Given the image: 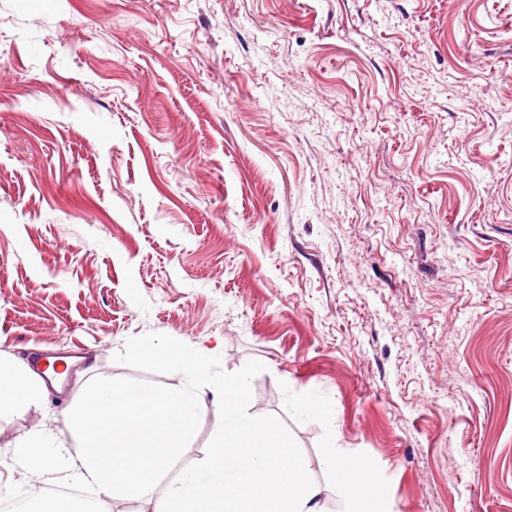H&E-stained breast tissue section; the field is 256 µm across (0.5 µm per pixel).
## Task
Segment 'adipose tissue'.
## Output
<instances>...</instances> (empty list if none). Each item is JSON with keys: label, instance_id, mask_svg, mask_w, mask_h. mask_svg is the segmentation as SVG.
<instances>
[{"label": "adipose tissue", "instance_id": "obj_1", "mask_svg": "<svg viewBox=\"0 0 512 512\" xmlns=\"http://www.w3.org/2000/svg\"><path fill=\"white\" fill-rule=\"evenodd\" d=\"M137 354L176 366L183 388L160 390L122 379L83 386L60 426L19 436L13 452L31 470L64 473L97 501L155 499V512H322V488L290 448L280 423L254 415L246 375L218 384L221 421L203 457L181 464L200 402L196 382L218 349ZM48 386L31 361L0 354V416L40 406ZM323 461L346 512H391L371 466L328 445ZM162 498H155L157 487Z\"/></svg>", "mask_w": 512, "mask_h": 512}]
</instances>
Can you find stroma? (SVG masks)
Listing matches in <instances>:
<instances>
[{
	"instance_id": "35a3bbf8",
	"label": "stroma",
	"mask_w": 512,
	"mask_h": 512,
	"mask_svg": "<svg viewBox=\"0 0 512 512\" xmlns=\"http://www.w3.org/2000/svg\"><path fill=\"white\" fill-rule=\"evenodd\" d=\"M145 339L220 347L325 512L332 442L394 512H512V0H0V350L84 355L0 418L5 500L89 380L183 386Z\"/></svg>"
}]
</instances>
